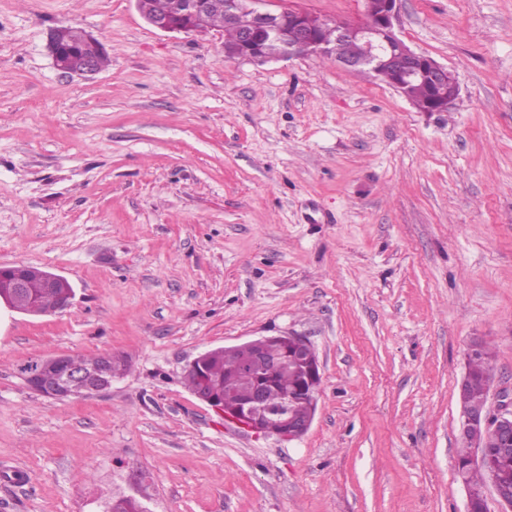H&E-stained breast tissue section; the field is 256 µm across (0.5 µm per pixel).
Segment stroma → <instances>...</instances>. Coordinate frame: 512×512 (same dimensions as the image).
I'll use <instances>...</instances> for the list:
<instances>
[{
  "mask_svg": "<svg viewBox=\"0 0 512 512\" xmlns=\"http://www.w3.org/2000/svg\"><path fill=\"white\" fill-rule=\"evenodd\" d=\"M338 22L363 0H279ZM108 64L68 75L51 31ZM401 37L456 76L445 112L307 56L153 28L134 0H0V266L69 279V308H0V512H466L458 385L512 394V0H401ZM306 337L322 383L285 442L184 383L204 350ZM109 352L89 398L28 362ZM465 370L463 390L459 388L458 400L461 408L468 411L482 407L487 399L491 374L488 352L484 346L468 356ZM64 356H58L55 362L32 372L28 378L29 386L46 397L60 400L79 397L77 392L99 395L112 387V372L114 376V372L119 370V365L113 366L112 353L103 354L87 370L73 373L70 369H63Z\"/></svg>",
  "mask_w": 512,
  "mask_h": 512,
  "instance_id": "obj_1",
  "label": "stroma"
}]
</instances>
